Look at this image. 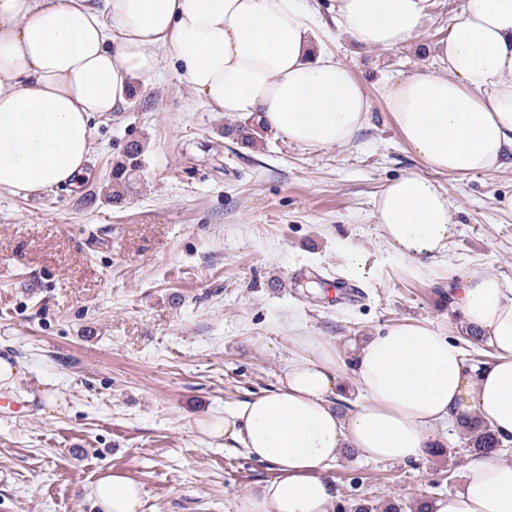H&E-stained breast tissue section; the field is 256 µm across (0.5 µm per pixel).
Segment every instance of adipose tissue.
<instances>
[{
	"label": "adipose tissue",
	"mask_w": 512,
	"mask_h": 512,
	"mask_svg": "<svg viewBox=\"0 0 512 512\" xmlns=\"http://www.w3.org/2000/svg\"><path fill=\"white\" fill-rule=\"evenodd\" d=\"M433 0H335L337 30L365 49L393 50L420 36ZM308 0H0V190L72 183L91 151L90 122L117 111L136 82L168 57L186 86L215 110L264 122L301 147L353 142L370 103L330 53ZM440 68L397 80L387 108L418 162L374 201L383 241L419 260L447 254L451 204L430 173L500 169L512 152V0H467L436 41ZM461 326L491 350L466 368L457 342L432 325L403 322L355 353L359 398L334 352L312 345L292 359L274 392L211 416L203 433L242 443L273 475L237 497L234 512H330L326 473L341 449L378 461L421 455L436 426L464 417L512 437V285L482 267L448 274ZM101 512H143L142 484L107 469L92 491ZM430 512H512V461L470 463L463 482Z\"/></svg>",
	"instance_id": "ef3b65f1"
}]
</instances>
